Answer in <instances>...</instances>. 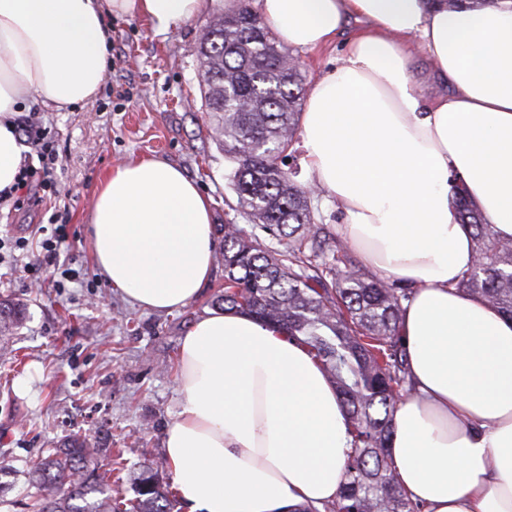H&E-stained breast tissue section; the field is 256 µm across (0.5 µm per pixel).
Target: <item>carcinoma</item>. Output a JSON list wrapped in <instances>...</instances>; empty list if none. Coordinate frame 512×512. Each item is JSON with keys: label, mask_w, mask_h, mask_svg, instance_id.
<instances>
[{"label": "carcinoma", "mask_w": 512, "mask_h": 512, "mask_svg": "<svg viewBox=\"0 0 512 512\" xmlns=\"http://www.w3.org/2000/svg\"><path fill=\"white\" fill-rule=\"evenodd\" d=\"M196 77L216 140L232 161L228 180L248 224L218 226L224 290L212 305L248 314L308 347L347 412L351 450L336 500L324 512H423L400 490L391 459L397 404L412 389L399 335L413 289L354 267H336L341 240L318 224L311 192L282 167L298 136L305 75L250 0L216 14L199 39ZM461 223L471 228L474 262L458 291L512 316V240L498 238L458 190ZM23 304L0 299V354ZM103 448L68 435L29 472L31 512H174L170 484L151 464L133 472L134 496L112 498Z\"/></svg>", "instance_id": "carcinoma-1"}]
</instances>
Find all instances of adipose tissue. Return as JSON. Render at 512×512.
<instances>
[{"instance_id": "adipose-tissue-1", "label": "adipose tissue", "mask_w": 512, "mask_h": 512, "mask_svg": "<svg viewBox=\"0 0 512 512\" xmlns=\"http://www.w3.org/2000/svg\"><path fill=\"white\" fill-rule=\"evenodd\" d=\"M216 0H0V191L26 145L15 121L34 104L87 102L109 65L105 18L158 33ZM281 43L344 39L302 116L311 185L340 233L382 278L412 288L399 333L412 391L392 440L400 488L424 512H512V317L459 293L471 230L456 188L512 239V0H258ZM437 89L413 80L409 48ZM89 239L107 284L151 310L181 308L209 280L211 200L175 165L133 159L95 186ZM181 409L164 456L190 512H319L335 500L350 450L346 412L308 350L251 316L216 311L183 336Z\"/></svg>"}]
</instances>
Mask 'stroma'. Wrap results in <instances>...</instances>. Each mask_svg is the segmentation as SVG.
I'll return each instance as SVG.
<instances>
[{"mask_svg":"<svg viewBox=\"0 0 512 512\" xmlns=\"http://www.w3.org/2000/svg\"><path fill=\"white\" fill-rule=\"evenodd\" d=\"M208 17L166 34L140 19L105 20L110 64L99 95L69 111L34 105L58 152V193L42 205L0 204V239H25L30 254L54 226L66 238L56 264L28 274L22 264L0 261V296L23 300L27 318L15 335L17 359L0 357V512H29L28 471L43 448L69 434L109 439L111 455L127 464L144 461L167 473L164 430L180 409L178 350L189 328L211 312L224 286L214 265L199 297L172 311L133 306L109 288L88 240L93 188L117 164L156 157L182 169L212 199V221L246 223L227 211L235 195L225 174L228 160L213 138L195 78L199 37ZM79 272L56 287L60 267ZM33 391H18L22 380Z\"/></svg>","mask_w":512,"mask_h":512,"instance_id":"obj_1","label":"stroma"}]
</instances>
